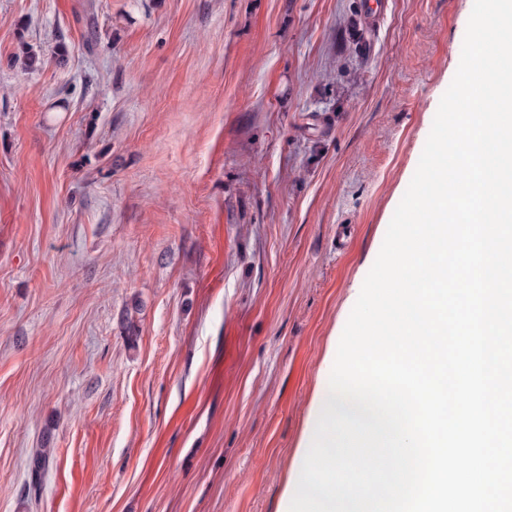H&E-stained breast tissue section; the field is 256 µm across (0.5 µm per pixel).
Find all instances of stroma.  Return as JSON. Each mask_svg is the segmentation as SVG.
<instances>
[{"mask_svg": "<svg viewBox=\"0 0 512 512\" xmlns=\"http://www.w3.org/2000/svg\"><path fill=\"white\" fill-rule=\"evenodd\" d=\"M363 2L0 0V512H277L474 0Z\"/></svg>", "mask_w": 512, "mask_h": 512, "instance_id": "1", "label": "stroma"}]
</instances>
